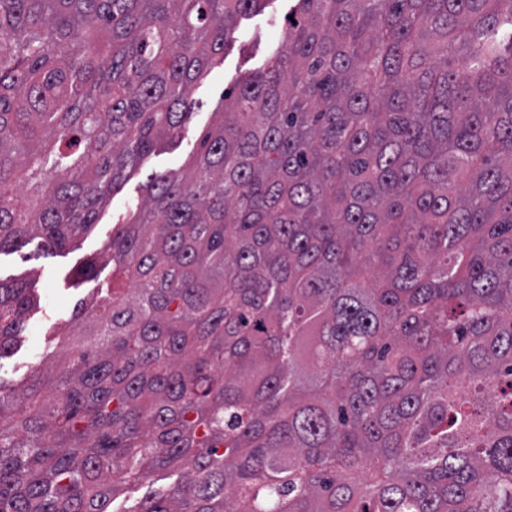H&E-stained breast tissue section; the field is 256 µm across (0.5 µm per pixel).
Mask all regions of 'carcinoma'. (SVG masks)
Returning a JSON list of instances; mask_svg holds the SVG:
<instances>
[{"instance_id":"cac0c4a2","label":"carcinoma","mask_w":512,"mask_h":512,"mask_svg":"<svg viewBox=\"0 0 512 512\" xmlns=\"http://www.w3.org/2000/svg\"><path fill=\"white\" fill-rule=\"evenodd\" d=\"M265 2L0 0V253L87 233ZM292 15L76 271L135 288L0 383V512H512V0Z\"/></svg>"}]
</instances>
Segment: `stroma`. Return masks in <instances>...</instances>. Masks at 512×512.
Listing matches in <instances>:
<instances>
[{
  "label": "stroma",
  "mask_w": 512,
  "mask_h": 512,
  "mask_svg": "<svg viewBox=\"0 0 512 512\" xmlns=\"http://www.w3.org/2000/svg\"><path fill=\"white\" fill-rule=\"evenodd\" d=\"M294 0H266L261 10L241 17L233 39L224 49V61L192 88L196 103L191 119L175 138L151 152L128 174L121 189L101 209L98 223L66 248H54L42 239H30L19 251L0 253V279L33 283L41 295L40 310L31 312L16 352L0 360V381L21 385L40 363L67 357L61 332L80 303L109 296L112 288H129V278H113L102 268L95 279L75 277L90 256L103 251L119 225L142 197L149 175L186 168L206 133L224 107V95L261 68L282 47L283 32Z\"/></svg>",
  "instance_id": "stroma-1"
}]
</instances>
